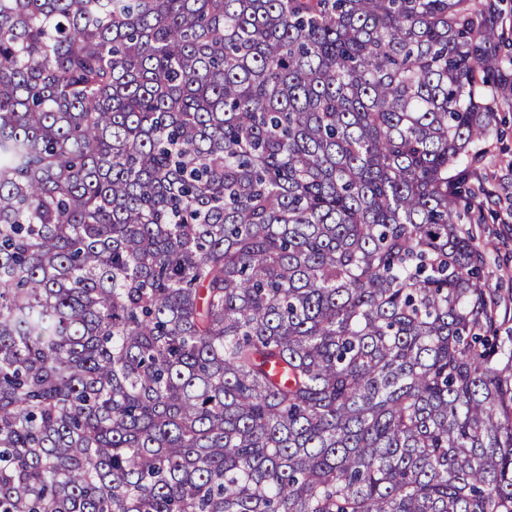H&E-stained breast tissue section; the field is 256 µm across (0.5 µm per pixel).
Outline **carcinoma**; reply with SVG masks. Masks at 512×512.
<instances>
[{"label": "carcinoma", "instance_id": "cac0c4a2", "mask_svg": "<svg viewBox=\"0 0 512 512\" xmlns=\"http://www.w3.org/2000/svg\"><path fill=\"white\" fill-rule=\"evenodd\" d=\"M497 15L0 0V512H512ZM498 121L486 143L470 155V169L485 179L489 191L483 201V224L476 229V244L485 252V279L497 298H505L510 314L499 318L498 335L509 343L512 336V231L507 229L512 209V110L500 108Z\"/></svg>", "mask_w": 512, "mask_h": 512}]
</instances>
